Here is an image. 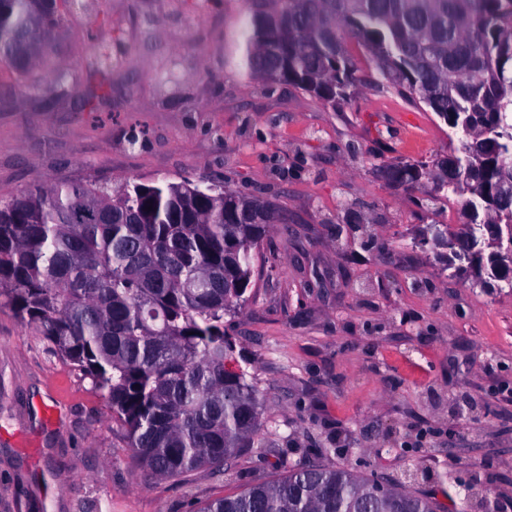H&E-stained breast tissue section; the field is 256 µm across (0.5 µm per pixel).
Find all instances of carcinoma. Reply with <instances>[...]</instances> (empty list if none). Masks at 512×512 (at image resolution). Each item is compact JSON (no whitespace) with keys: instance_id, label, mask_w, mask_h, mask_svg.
<instances>
[{"instance_id":"obj_1","label":"carcinoma","mask_w":512,"mask_h":512,"mask_svg":"<svg viewBox=\"0 0 512 512\" xmlns=\"http://www.w3.org/2000/svg\"><path fill=\"white\" fill-rule=\"evenodd\" d=\"M244 68L336 109L394 94L447 127L430 160L374 156L395 190L431 185L461 226L423 225L443 270L512 290V0H248ZM56 0H0V61L50 72ZM363 46L369 75L348 50ZM288 209L224 185L166 177L116 186L60 182L0 199V304L35 325L90 380L153 479L232 466L268 429L258 382L224 335L254 286L270 225ZM432 497L315 462L199 512H440Z\"/></svg>"}]
</instances>
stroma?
Instances as JSON below:
<instances>
[{"mask_svg": "<svg viewBox=\"0 0 512 512\" xmlns=\"http://www.w3.org/2000/svg\"><path fill=\"white\" fill-rule=\"evenodd\" d=\"M63 74L0 63V198L60 181L207 180L287 208L224 331L273 425L228 470L152 479L106 398L0 307V512H198L314 461L468 512L512 501V291L443 272L422 194L372 156L420 160L434 115L365 91L331 109L243 67L246 0H58ZM353 221L337 229L344 210ZM56 409L46 420L44 407Z\"/></svg>", "mask_w": 512, "mask_h": 512, "instance_id": "stroma-1", "label": "stroma"}]
</instances>
